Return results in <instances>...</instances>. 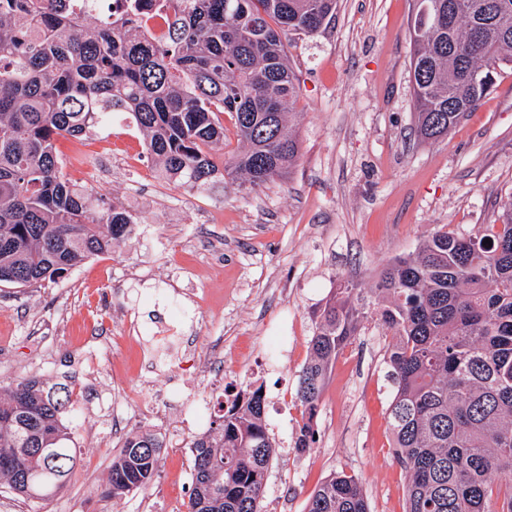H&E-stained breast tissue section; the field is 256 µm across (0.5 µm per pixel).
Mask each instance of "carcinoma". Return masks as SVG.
I'll return each mask as SVG.
<instances>
[{"label":"carcinoma","instance_id":"carcinoma-1","mask_svg":"<svg viewBox=\"0 0 512 512\" xmlns=\"http://www.w3.org/2000/svg\"><path fill=\"white\" fill-rule=\"evenodd\" d=\"M168 5L166 39L139 15ZM104 0H0V283L53 282L105 254L134 224L63 176L55 142L115 112L143 134L161 176L211 190L228 175L252 187L294 166L291 122L299 86L285 51L290 31H318L337 0H128L92 27ZM410 72L417 136L435 142L512 68V0H416ZM233 121L239 149L219 169ZM491 239L492 245L483 244ZM381 320L393 392L388 429L408 476L405 512H512V197L479 237L435 227L415 255L381 273ZM369 304L347 282L316 314L299 376L303 424L295 448L315 443L314 419L336 358ZM64 402L36 379L0 386V486L24 500L61 488L76 449ZM262 387L227 399L214 433L191 447L188 512H261L276 453ZM162 440L138 431L112 461L108 494L153 480ZM307 512H370L358 479L322 483Z\"/></svg>","mask_w":512,"mask_h":512}]
</instances>
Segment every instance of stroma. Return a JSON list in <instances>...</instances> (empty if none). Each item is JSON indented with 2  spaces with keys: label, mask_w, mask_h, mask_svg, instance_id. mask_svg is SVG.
Listing matches in <instances>:
<instances>
[{
  "label": "stroma",
  "mask_w": 512,
  "mask_h": 512,
  "mask_svg": "<svg viewBox=\"0 0 512 512\" xmlns=\"http://www.w3.org/2000/svg\"><path fill=\"white\" fill-rule=\"evenodd\" d=\"M413 7L338 0L319 31L288 33L299 160L263 187L228 179L209 194L160 178L123 112L57 140L65 177L135 222L110 252L56 281L0 284V383L73 391L61 418L79 455L71 480L38 505L0 487V512H186L190 446L210 433L228 392L249 386L265 393L277 444L262 512H306L339 472L359 477L370 512H404L407 477L386 423L392 336L379 317L330 370L313 448L294 444L313 313L338 282L377 302L389 261L415 254L438 224L480 234L512 195V70L448 137L418 140ZM140 429L165 442L154 479L110 496L112 460Z\"/></svg>",
  "instance_id": "stroma-1"
}]
</instances>
